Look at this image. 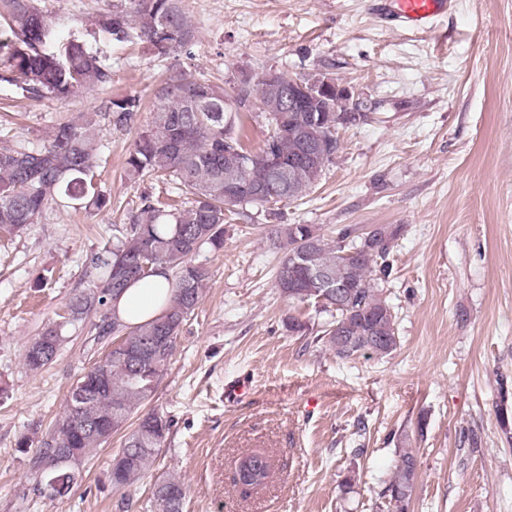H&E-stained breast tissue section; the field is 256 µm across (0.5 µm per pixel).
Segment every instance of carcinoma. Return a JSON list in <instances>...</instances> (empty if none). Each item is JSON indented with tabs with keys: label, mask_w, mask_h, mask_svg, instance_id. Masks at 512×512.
I'll use <instances>...</instances> for the list:
<instances>
[{
	"label": "carcinoma",
	"mask_w": 512,
	"mask_h": 512,
	"mask_svg": "<svg viewBox=\"0 0 512 512\" xmlns=\"http://www.w3.org/2000/svg\"><path fill=\"white\" fill-rule=\"evenodd\" d=\"M0 14L8 28L0 29V54L6 73L0 80L21 89L33 99H66L85 90L105 92L97 109L80 113L57 125L49 143L28 148L10 140L0 142V230L16 234L41 219L49 206L103 209L111 197L94 183L99 167L95 148L99 120L115 130L138 125L142 111L136 95L112 96V71L104 67L85 44L77 39L56 46V31L49 15L37 0H0ZM99 27L117 42L139 39L157 55L165 56L188 46L194 28L188 20L184 0H120L98 18ZM200 81L173 72L153 90L150 120L139 130L126 158L125 170L133 178L163 176L174 188L186 189L191 200L168 204L152 196L140 199L128 223L115 227L112 245L94 253L89 260L92 284L66 304L68 316L48 323L24 349L25 365L40 370L55 359L66 326L89 312L95 339H123L130 349L147 345L155 336L170 337V344L157 347L144 360L132 362L118 350H110L71 388L63 412L39 440L31 457L36 484L47 473L39 468L41 457L56 450H78L92 456L106 438L125 431L121 448L112 458L108 481L116 491L131 487L150 473L161 454L169 431L168 419L152 410L139 414L150 400L158 381L172 360L178 335L194 315L209 280V269L194 262L205 245L224 247V224L250 209L273 220L270 234L283 250L276 276L282 296L318 308L330 320L315 332L341 360L361 356L385 357L391 351L373 344V338L398 342L392 307L376 287L373 273L390 275V248L402 227H377L361 234L342 228L328 238L309 224H277L279 204L306 197L317 185L325 168L336 157V131L321 122L308 120L306 112H286L279 97L258 98L257 110L265 115L270 130L258 149L244 140L243 129L252 112L224 111L221 96L204 107H193L182 89ZM231 122L230 140L240 160L239 179L256 189L254 197L224 194V124ZM325 148L306 158L309 141ZM296 170L297 194L275 180L274 169ZM308 237L310 244L303 264L289 257L291 245ZM360 250L348 266L341 253ZM321 269L333 284L344 286V306L334 308L336 294L315 286L313 271ZM165 277L171 297L156 318L136 326L123 324L111 312L110 300L130 285L145 278ZM87 394L85 406L73 412L76 390ZM138 423L129 430L133 415ZM417 470V457L405 448L389 479L386 508L392 501L408 512ZM184 483L174 474L155 479L151 492L154 512H183Z\"/></svg>",
	"instance_id": "obj_1"
}]
</instances>
